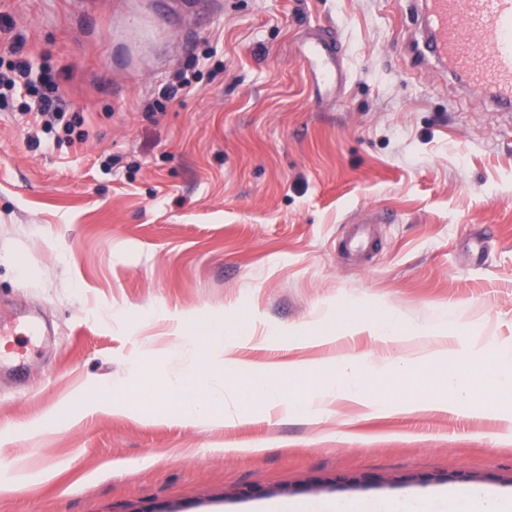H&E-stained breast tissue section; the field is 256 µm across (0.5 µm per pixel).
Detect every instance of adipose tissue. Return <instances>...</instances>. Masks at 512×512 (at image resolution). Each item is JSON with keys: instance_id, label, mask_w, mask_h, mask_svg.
<instances>
[{"instance_id": "obj_1", "label": "adipose tissue", "mask_w": 512, "mask_h": 512, "mask_svg": "<svg viewBox=\"0 0 512 512\" xmlns=\"http://www.w3.org/2000/svg\"><path fill=\"white\" fill-rule=\"evenodd\" d=\"M190 342L200 356L199 364L170 383L167 397L180 417L198 421L207 418L212 412V401L205 395L201 385L202 376L208 371L206 354L210 336L203 332L191 337ZM324 368L330 375L329 382L305 400L293 401L284 398L274 380L254 365L235 358L224 363L225 373L244 395L262 399L269 408L279 411L282 417L303 419L315 424L329 419L335 405L341 403L355 406L362 416L373 417L391 410L403 413L428 408L454 411L473 398L471 388L457 375L451 374L446 379L448 398L430 401L407 398L391 403L376 391L370 379L371 374L383 371V364L371 361L366 356L350 355L327 360Z\"/></svg>"}]
</instances>
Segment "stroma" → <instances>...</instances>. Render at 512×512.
Masks as SVG:
<instances>
[{
  "label": "stroma",
  "mask_w": 512,
  "mask_h": 512,
  "mask_svg": "<svg viewBox=\"0 0 512 512\" xmlns=\"http://www.w3.org/2000/svg\"><path fill=\"white\" fill-rule=\"evenodd\" d=\"M0 0L13 39L58 86L41 131L0 102V328L22 374L0 372V512H263L301 502L378 512L449 491L512 500V424L493 356L449 372L475 398L341 421L179 419L168 384L209 345L257 366L376 351L388 398H430L427 335L454 319L512 342V117L438 61L419 65L423 0ZM334 27L344 83L301 57ZM195 75L171 101L159 92ZM154 117H147L150 105ZM371 259L342 251L374 213ZM403 318L381 343L360 321ZM42 328L36 347L17 324ZM106 386L118 411L75 407ZM251 496H241L243 488Z\"/></svg>",
  "instance_id": "1"
}]
</instances>
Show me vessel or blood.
<instances>
[{
	"label": "vessel or blood",
	"mask_w": 512,
	"mask_h": 512,
	"mask_svg": "<svg viewBox=\"0 0 512 512\" xmlns=\"http://www.w3.org/2000/svg\"><path fill=\"white\" fill-rule=\"evenodd\" d=\"M431 53L466 85L512 111V0H425ZM304 58L327 88L343 83L342 41L324 31L310 35Z\"/></svg>",
	"instance_id": "1"
}]
</instances>
